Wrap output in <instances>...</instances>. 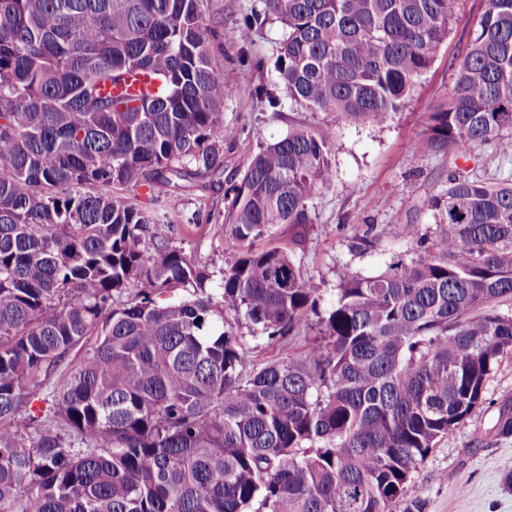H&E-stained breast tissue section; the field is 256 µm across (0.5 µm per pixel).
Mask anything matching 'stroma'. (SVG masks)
<instances>
[{"mask_svg": "<svg viewBox=\"0 0 512 512\" xmlns=\"http://www.w3.org/2000/svg\"><path fill=\"white\" fill-rule=\"evenodd\" d=\"M255 0H210L208 17L219 31L214 65L231 92L224 99V123L238 132L224 149L223 182L206 190L173 193L156 188L152 198L130 193V200L173 224V246L190 253L219 287L223 270L236 251L224 230L225 182L240 174L258 145L281 137L289 122L336 126L334 174L328 188L313 201L316 228L300 260L304 276L322 282L323 303L336 295V273L348 267L369 276L383 270L410 243L406 227L430 223L426 196L446 185L453 167L449 155L420 154L418 141L431 112L446 102L453 85L449 61L466 45L467 34L483 0H460L457 20L430 70L403 112L383 126L334 122L332 115L293 108L289 101L271 107L259 85H272V75L258 72L252 60L273 63L274 29L257 34L249 45L237 38L236 22ZM387 229L375 248L364 251L358 239L367 228ZM512 403V358L504 360L487 385L483 404L466 424L439 442L415 473L409 491L423 512H512V490L504 485L512 474V435H499L496 423L504 403Z\"/></svg>", "mask_w": 512, "mask_h": 512, "instance_id": "stroma-1", "label": "stroma"}]
</instances>
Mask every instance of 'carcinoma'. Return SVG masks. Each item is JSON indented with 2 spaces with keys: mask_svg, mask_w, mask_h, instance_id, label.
Listing matches in <instances>:
<instances>
[{
  "mask_svg": "<svg viewBox=\"0 0 512 512\" xmlns=\"http://www.w3.org/2000/svg\"><path fill=\"white\" fill-rule=\"evenodd\" d=\"M208 10L0 0V512H423L408 496L419 466L512 358V180L450 171L426 198L432 225H408V254L372 276L340 269L322 308L297 258L332 180L335 125L293 124L229 186L236 252L208 292L123 194L224 174L236 131ZM458 10L258 0L238 38L276 27L274 84L292 104L382 126ZM449 67L420 151L511 157L512 0H484ZM143 73L158 92L129 97ZM243 327L258 346L315 337L255 366ZM497 431L512 435V406Z\"/></svg>",
  "mask_w": 512,
  "mask_h": 512,
  "instance_id": "cac0c4a2",
  "label": "carcinoma"
}]
</instances>
